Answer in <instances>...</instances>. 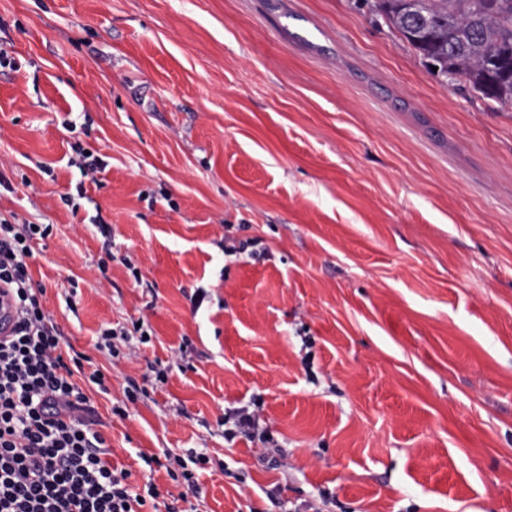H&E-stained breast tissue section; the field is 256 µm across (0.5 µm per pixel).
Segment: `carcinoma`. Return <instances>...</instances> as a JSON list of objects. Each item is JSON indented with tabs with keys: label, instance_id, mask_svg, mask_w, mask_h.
<instances>
[{
	"label": "carcinoma",
	"instance_id": "cac0c4a2",
	"mask_svg": "<svg viewBox=\"0 0 512 512\" xmlns=\"http://www.w3.org/2000/svg\"><path fill=\"white\" fill-rule=\"evenodd\" d=\"M387 24L443 77L467 84L500 107H512V0H374Z\"/></svg>",
	"mask_w": 512,
	"mask_h": 512
}]
</instances>
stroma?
Wrapping results in <instances>:
<instances>
[{"label":"stroma","instance_id":"35a3bbf8","mask_svg":"<svg viewBox=\"0 0 512 512\" xmlns=\"http://www.w3.org/2000/svg\"><path fill=\"white\" fill-rule=\"evenodd\" d=\"M0 44V219L50 228L113 465L206 454L185 512H512V109L366 0H0ZM224 425L233 421L234 428L224 430L225 441L231 442L237 437H244L250 442L260 441L262 444H270L271 448H278L274 439L268 434L267 431L259 430V417L256 414H250L246 410H238L230 413H225Z\"/></svg>","mask_w":512,"mask_h":512}]
</instances>
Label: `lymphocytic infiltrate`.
I'll use <instances>...</instances> for the list:
<instances>
[{"label":"lymphocytic infiltrate","mask_w":512,"mask_h":512,"mask_svg":"<svg viewBox=\"0 0 512 512\" xmlns=\"http://www.w3.org/2000/svg\"><path fill=\"white\" fill-rule=\"evenodd\" d=\"M47 233L0 219V295L15 311L10 334L0 337V512H179L160 504L153 480L137 486L131 471L115 468L93 428L77 377L87 375L105 394L106 376L85 373L84 354L68 352L29 273L32 241Z\"/></svg>","instance_id":"obj_1"}]
</instances>
